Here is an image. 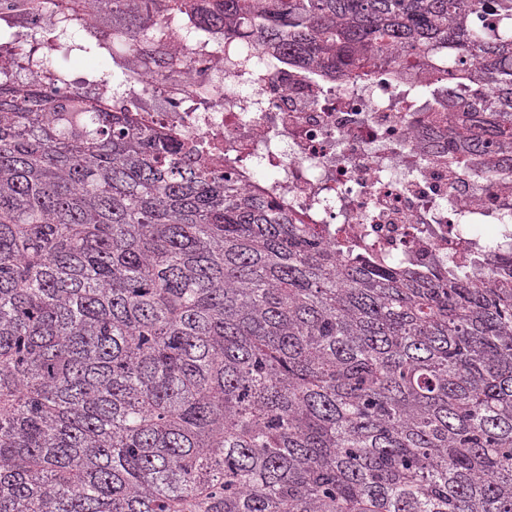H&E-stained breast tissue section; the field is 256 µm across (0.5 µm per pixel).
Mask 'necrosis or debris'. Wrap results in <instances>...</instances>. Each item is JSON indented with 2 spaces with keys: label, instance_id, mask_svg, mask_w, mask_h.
Instances as JSON below:
<instances>
[{
  "label": "necrosis or debris",
  "instance_id": "1",
  "mask_svg": "<svg viewBox=\"0 0 512 512\" xmlns=\"http://www.w3.org/2000/svg\"><path fill=\"white\" fill-rule=\"evenodd\" d=\"M48 12L0 0V29L12 44L52 30ZM157 34L188 56L183 72L151 76L117 56L122 91L101 83L112 108L135 107L146 125L176 127L223 156L240 186L275 195L308 223L382 259L426 269L483 243L482 220L505 192L479 179L448 183L447 167L424 150L440 129L428 105L408 115L406 85L392 75L336 83L290 64L277 50L225 38L187 15Z\"/></svg>",
  "mask_w": 512,
  "mask_h": 512
}]
</instances>
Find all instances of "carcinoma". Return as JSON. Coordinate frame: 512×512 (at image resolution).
<instances>
[{"mask_svg":"<svg viewBox=\"0 0 512 512\" xmlns=\"http://www.w3.org/2000/svg\"><path fill=\"white\" fill-rule=\"evenodd\" d=\"M28 2L155 75L188 10L338 83L416 67L433 156L512 177V0ZM99 82L0 71V512H512V257L349 258Z\"/></svg>","mask_w":512,"mask_h":512,"instance_id":"carcinoma-1","label":"carcinoma"}]
</instances>
